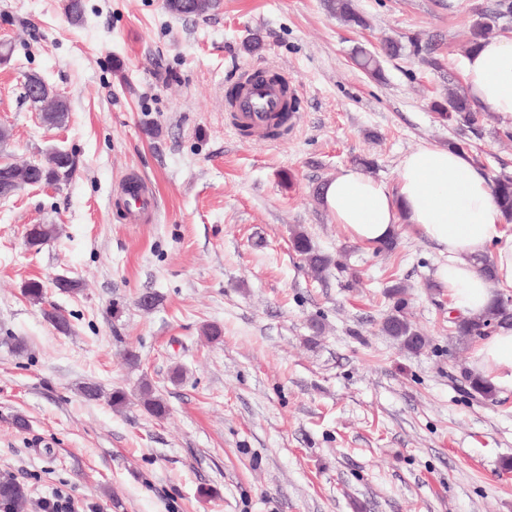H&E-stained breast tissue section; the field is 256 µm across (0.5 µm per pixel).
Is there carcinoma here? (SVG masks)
<instances>
[{"label": "carcinoma", "mask_w": 512, "mask_h": 512, "mask_svg": "<svg viewBox=\"0 0 512 512\" xmlns=\"http://www.w3.org/2000/svg\"><path fill=\"white\" fill-rule=\"evenodd\" d=\"M163 9L166 13L192 17L202 16L214 9L216 0H163ZM330 8L336 17L346 25L353 28L367 26L365 16L359 11L354 0H330ZM512 17V0H497L496 9L490 15H481L470 29V38L467 51L476 49L488 34L493 30L497 20ZM400 51V45L392 40H386L381 45V51L371 53L360 50L355 59L357 64L374 78L381 76V56H392ZM295 109V100L291 95H286L284 107L279 112L266 114V136L278 138L288 132V120L291 110ZM433 111L448 121H454L459 127H470L478 122L479 112L470 104L468 95L454 88L448 89L439 100L432 102ZM68 115V105L61 100L50 106L44 113V120L49 124H56ZM77 168L73 155L65 156L64 161L52 160L51 165H39L37 167L28 163L15 165L12 163L0 165V179L8 175L21 184L44 181L48 178L59 179L61 182L70 181ZM495 200L507 219L512 218V177L502 175L493 181ZM55 232L50 224H37L28 233V243L31 247H38L50 239ZM294 251L302 257L308 266L311 275L316 279L323 278L331 267H336L341 272H349L352 280L358 281L360 277L354 270L341 259H332L331 256L317 249L311 239L303 232H296L292 238ZM405 285L395 282L390 285L389 295L395 299L393 310L383 321V331L400 342L402 347L412 353L420 352L426 346V338L422 336L404 315L406 306ZM451 334L460 344H465L475 337L486 336L496 330L497 327L508 324L512 326V301L506 298H497L496 302L484 314L476 317L457 316L451 321ZM461 375L468 384L469 394L484 401H494L496 391L485 382L473 378L466 369H461ZM139 399L145 411L156 417L162 418L167 414V405L164 400L155 395L151 385L142 383L139 389ZM27 493L23 485L11 480H0V506L4 512H23L26 506Z\"/></svg>", "instance_id": "carcinoma-1"}]
</instances>
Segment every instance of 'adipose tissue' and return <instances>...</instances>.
Wrapping results in <instances>:
<instances>
[{"mask_svg": "<svg viewBox=\"0 0 512 512\" xmlns=\"http://www.w3.org/2000/svg\"><path fill=\"white\" fill-rule=\"evenodd\" d=\"M465 73L475 106L512 119V40H485L467 58ZM322 202L350 239L367 247L394 236L399 225H415L447 258L437 279L456 313L480 315L493 304L497 287H512V235L501 228L491 182L465 153L449 147L413 151L401 161L392 189L347 167L325 185ZM485 255L492 258L488 276L475 264ZM470 367L496 392H512V327L497 328L475 345Z\"/></svg>", "mask_w": 512, "mask_h": 512, "instance_id": "ef3b65f1", "label": "adipose tissue"}]
</instances>
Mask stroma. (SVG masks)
<instances>
[{
  "instance_id": "35a3bbf8",
  "label": "stroma",
  "mask_w": 512,
  "mask_h": 512,
  "mask_svg": "<svg viewBox=\"0 0 512 512\" xmlns=\"http://www.w3.org/2000/svg\"><path fill=\"white\" fill-rule=\"evenodd\" d=\"M83 3L73 24L65 0H0V162L78 161L69 183L0 199V477L25 486V512L57 491L92 512H512V393L483 402L460 379L470 347L449 333L443 256L410 224L393 252L354 243L316 196L357 159L392 185L405 155L458 141L487 177L512 174L511 120L484 111L462 130L431 109L465 88L470 28L496 0H356L363 29L326 0H220L196 18ZM387 39L402 50L378 80L354 51ZM247 66L294 82L287 139L231 127L225 95ZM31 74L68 101L64 125L25 98ZM133 173L159 204L144 224L112 203ZM33 224L55 227L37 249ZM297 231L359 283L314 280ZM396 282L428 341L417 354L382 330ZM144 381L165 418L108 403ZM88 382L102 399L83 398Z\"/></svg>"
}]
</instances>
